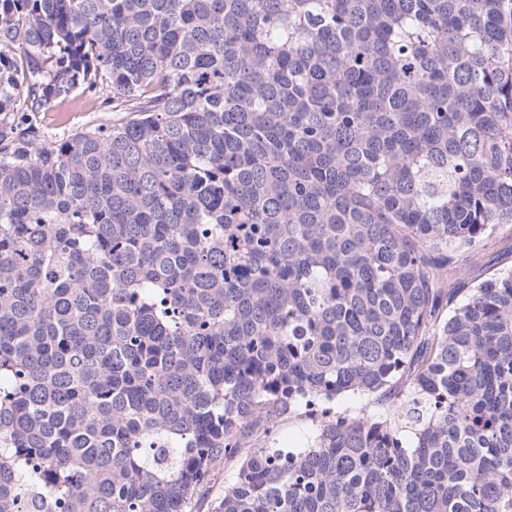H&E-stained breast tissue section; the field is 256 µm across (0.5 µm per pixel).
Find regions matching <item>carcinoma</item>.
I'll list each match as a JSON object with an SVG mask.
<instances>
[{
    "instance_id": "carcinoma-1",
    "label": "carcinoma",
    "mask_w": 512,
    "mask_h": 512,
    "mask_svg": "<svg viewBox=\"0 0 512 512\" xmlns=\"http://www.w3.org/2000/svg\"><path fill=\"white\" fill-rule=\"evenodd\" d=\"M511 224L512 0H0V512H512ZM82 100L63 106L59 112H48L43 119L45 123L57 125L61 129L75 130L93 118H107L112 112H107V106L101 107V112H86ZM457 266L458 273L448 288H455L456 301L460 302L471 288L493 273L512 269V226H504L497 236L483 241L474 252L458 256ZM314 428L311 419L285 417L268 422L263 426L264 432L254 431L242 441L254 447L266 445L267 448H297L307 443V437ZM241 457V454H233L230 452L228 457L221 461L216 470L219 472L216 480H212L208 484L209 487L204 488L200 492L197 504V507L200 508V512H207L210 500L224 490V482L232 479L239 467Z\"/></svg>"
}]
</instances>
